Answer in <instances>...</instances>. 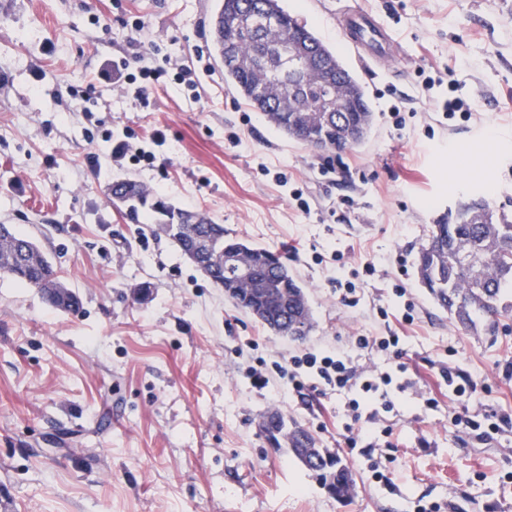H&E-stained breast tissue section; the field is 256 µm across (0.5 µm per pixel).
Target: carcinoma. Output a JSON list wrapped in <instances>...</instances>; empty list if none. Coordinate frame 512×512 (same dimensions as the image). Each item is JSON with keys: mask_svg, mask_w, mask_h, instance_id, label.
<instances>
[{"mask_svg": "<svg viewBox=\"0 0 512 512\" xmlns=\"http://www.w3.org/2000/svg\"><path fill=\"white\" fill-rule=\"evenodd\" d=\"M209 35L224 66V79L270 126L314 150L340 151L364 141L362 136L349 139L351 133H369L373 123L364 87L333 50L283 9L281 0H221L211 17ZM290 39L306 46L311 64L333 75V85L322 84L310 72L298 88L288 87L277 71L281 47ZM333 95L342 99L345 111L324 121L319 105ZM119 184L121 190L107 191L112 206L126 209L132 217L149 209L158 230L172 237L182 254L192 252L198 238L209 240L215 252L246 250L253 271L250 278L228 274L219 261L209 264L207 276L270 329L295 339L307 336L312 312L304 288L288 272V257L232 239L224 234V225L204 212L155 198L134 180ZM0 275L39 289L56 309L78 306L76 295L57 292L65 283L40 248L18 232L0 235ZM416 275L460 325L496 331L501 317L512 310V220L482 199L441 215L430 225L419 251ZM263 428L277 433L276 447L289 448L322 484L333 488L334 495L343 498L352 491L349 469L339 457L317 447L309 431L287 425L278 414L269 416Z\"/></svg>", "mask_w": 512, "mask_h": 512, "instance_id": "1", "label": "carcinoma"}]
</instances>
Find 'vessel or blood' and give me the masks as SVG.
<instances>
[{
  "mask_svg": "<svg viewBox=\"0 0 512 512\" xmlns=\"http://www.w3.org/2000/svg\"><path fill=\"white\" fill-rule=\"evenodd\" d=\"M339 24L344 39L355 48L362 66L371 69L389 57L391 33L375 15L363 10H347Z\"/></svg>",
  "mask_w": 512,
  "mask_h": 512,
  "instance_id": "obj_1",
  "label": "vessel or blood"
}]
</instances>
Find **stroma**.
<instances>
[{
	"mask_svg": "<svg viewBox=\"0 0 512 512\" xmlns=\"http://www.w3.org/2000/svg\"><path fill=\"white\" fill-rule=\"evenodd\" d=\"M352 3L396 41L395 57L371 70L339 31ZM218 5L0 0V224L32 239L79 299L62 312L0 277V512H512V313L493 333L464 328L415 270L443 213L481 198L512 216V0H282L375 114L362 144L335 152L269 126L225 81L209 39ZM117 58L195 69L197 87L120 95L101 77ZM429 77L455 81L470 119L434 112ZM157 137L153 166L112 162L115 143ZM125 177L287 253L312 311L305 340L268 330L146 217L113 207L107 188ZM360 335L400 339L406 388L391 411L352 414L351 391L318 379L294 388V356ZM450 366L475 393L449 392ZM272 414L338 455L349 497L269 442ZM465 415L511 422L481 440ZM376 468L391 486L374 482Z\"/></svg>",
	"mask_w": 512,
	"mask_h": 512,
	"instance_id": "35a3bbf8",
	"label": "stroma"
}]
</instances>
